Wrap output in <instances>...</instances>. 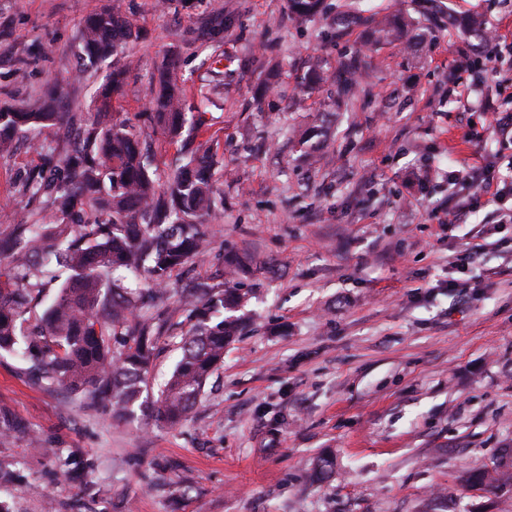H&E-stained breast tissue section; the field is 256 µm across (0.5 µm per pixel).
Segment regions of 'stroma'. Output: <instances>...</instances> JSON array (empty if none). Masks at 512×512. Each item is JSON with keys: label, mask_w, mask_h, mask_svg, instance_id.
I'll return each mask as SVG.
<instances>
[{"label": "stroma", "mask_w": 512, "mask_h": 512, "mask_svg": "<svg viewBox=\"0 0 512 512\" xmlns=\"http://www.w3.org/2000/svg\"><path fill=\"white\" fill-rule=\"evenodd\" d=\"M351 0L295 22L287 0H0V106L38 109L60 82L57 111L76 123L19 140L0 157V238L41 219L17 185L40 146L72 150L89 128L111 61L83 62L79 30L104 5L147 33L117 104L141 130L166 184L195 135L209 138L220 190L203 256L172 285L220 280L243 262L244 329L176 427L150 408L131 421L33 384L0 355V500L11 512H512V479L465 489L475 471L512 463V0H408L409 43L336 35ZM224 16L207 49L192 31ZM502 37L483 58L463 18ZM359 54V91L338 92ZM326 79L306 92L310 57ZM172 63L199 130L149 131L158 70ZM263 99L253 91L269 68ZM322 156H307L311 129ZM489 172L482 192L456 175ZM469 250L466 268L453 264ZM149 374L156 400L178 358L175 308ZM333 472L313 483L318 456Z\"/></svg>", "instance_id": "35a3bbf8"}]
</instances>
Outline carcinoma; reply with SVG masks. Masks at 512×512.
Returning <instances> with one entry per match:
<instances>
[{
	"mask_svg": "<svg viewBox=\"0 0 512 512\" xmlns=\"http://www.w3.org/2000/svg\"><path fill=\"white\" fill-rule=\"evenodd\" d=\"M324 8V0H288L293 18L306 23ZM350 23L374 30L382 38L399 36L395 23L377 22L350 11L336 21V36ZM141 31L129 19L104 9L87 17L79 38L91 62L114 60L96 91L99 121L82 146L65 155L41 149L38 166L18 185L31 198L48 197V224H19L14 237L0 240L3 270L34 269L55 280L66 277L54 301L27 327L25 315L40 298L35 285L0 288V353L22 344L31 379L83 394L92 404L112 407V417L129 419L147 388V374L158 349L163 320L160 298L174 271L205 252L203 226L212 211L215 190L211 170L215 157L200 143L174 178L162 188L152 178V159L140 146L141 133L112 113V98L126 82L132 45ZM349 73L340 87L344 97L357 88L360 60L342 63ZM323 65H310L299 84L316 88ZM159 89L150 101L149 121L171 136L187 123L183 90L169 67L158 70ZM57 88L44 90L40 112L0 109V154L15 139L38 135L55 123ZM141 273L148 288L109 286L110 270ZM178 309L188 329L178 343L180 358L154 411L172 427L196 409L208 379L224 362V350L241 334L232 316L245 301L234 279L200 283L177 291Z\"/></svg>",
	"mask_w": 512,
	"mask_h": 512,
	"instance_id": "obj_1",
	"label": "carcinoma"
}]
</instances>
